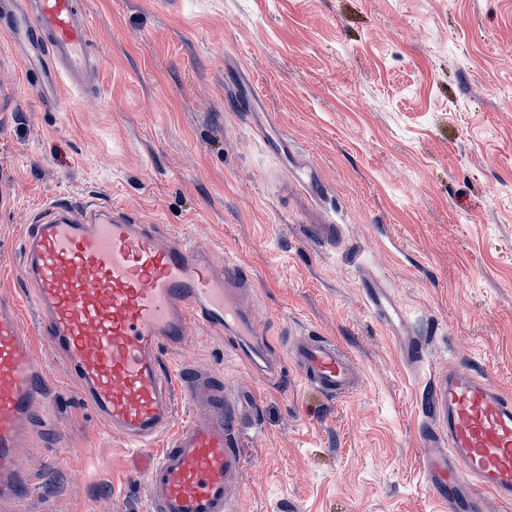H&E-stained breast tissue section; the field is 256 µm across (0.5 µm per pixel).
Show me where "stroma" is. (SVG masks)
<instances>
[{
	"instance_id": "stroma-1",
	"label": "stroma",
	"mask_w": 512,
	"mask_h": 512,
	"mask_svg": "<svg viewBox=\"0 0 512 512\" xmlns=\"http://www.w3.org/2000/svg\"><path fill=\"white\" fill-rule=\"evenodd\" d=\"M101 55L96 93L45 106L27 56L0 34V292L22 294L14 240L51 197L126 204L210 254L243 261L252 319L285 357L289 334L334 340L364 384L321 397L275 386L232 339L195 326L170 354L257 400L242 436L240 512H437L418 461L423 382L361 298L382 279L432 342L512 390V0H82ZM275 114L332 187L344 237L326 246L240 110ZM53 416L24 467L29 512H145L146 482L45 346ZM64 466H55V457Z\"/></svg>"
}]
</instances>
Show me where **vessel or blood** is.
<instances>
[{
  "label": "vessel or blood",
  "instance_id": "b4317fda",
  "mask_svg": "<svg viewBox=\"0 0 512 512\" xmlns=\"http://www.w3.org/2000/svg\"><path fill=\"white\" fill-rule=\"evenodd\" d=\"M0 28L36 55V89L97 91L100 58L80 0H0ZM247 118L265 146H288L275 123L252 112ZM289 180L311 203L310 234L335 245L343 227L328 207L331 187L301 155ZM15 256L39 322L34 335L23 333L21 300L0 293V512H25L34 492L22 460L38 416L52 409L51 382L34 358L41 343L99 422L132 447L148 488L146 512H238L246 414L219 376L175 370L167 353L200 323L235 340L237 357L255 372L285 380L286 367L268 353L250 315L257 286L248 267L214 264L136 209L62 197L45 200L24 225ZM361 285L399 357L420 370L426 339L379 277L364 272ZM288 358L299 379L329 399L348 398L363 384L353 357L329 338L291 337ZM179 394L205 401L178 426ZM418 436L420 474L443 512L496 505L512 512L511 391L465 366L431 370Z\"/></svg>",
  "mask_w": 512,
  "mask_h": 512
}]
</instances>
